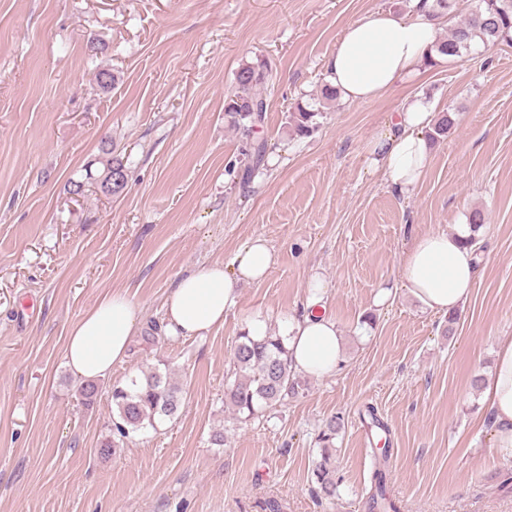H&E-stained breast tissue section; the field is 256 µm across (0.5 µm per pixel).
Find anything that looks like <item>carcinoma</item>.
Listing matches in <instances>:
<instances>
[{"mask_svg":"<svg viewBox=\"0 0 512 512\" xmlns=\"http://www.w3.org/2000/svg\"><path fill=\"white\" fill-rule=\"evenodd\" d=\"M464 18L456 22L448 36L439 39L426 54L425 65L436 67L444 60L462 57L479 44L485 46L506 44L512 46V0H432V17L442 19L459 15ZM267 69L263 64H246L235 74V90L224 106L225 116L234 126L250 131L264 120L268 109L264 89ZM319 109H309L297 104L290 114L291 124L297 136L304 137L317 127ZM456 124L455 113L443 111L438 114L428 138L437 143L448 137ZM265 153V144L251 142L243 150L247 159L241 182L246 184L260 166ZM101 172L93 174L87 166L86 179L104 183L116 169L127 170L123 158L108 149L99 158ZM232 374L234 381L228 391V404L236 417L250 420L262 411L280 405L287 398L299 395L304 380L289 368L285 337L268 330L261 339L250 336L248 330L240 332L234 349ZM181 388L172 377L169 365L157 363L112 388V436L100 446V454L108 456L119 447V441L148 428L157 429L158 424L179 417L183 410ZM343 428L340 417L328 420L318 434L322 444L320 457L316 460L312 474L317 485V494L324 498L336 495L339 478L336 476V457L333 440ZM385 461L376 463L370 499L373 507L390 512L394 504L389 500L386 485Z\"/></svg>","mask_w":512,"mask_h":512,"instance_id":"cac0c4a2","label":"carcinoma"}]
</instances>
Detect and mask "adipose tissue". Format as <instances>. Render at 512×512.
<instances>
[{
    "label": "adipose tissue",
    "mask_w": 512,
    "mask_h": 512,
    "mask_svg": "<svg viewBox=\"0 0 512 512\" xmlns=\"http://www.w3.org/2000/svg\"><path fill=\"white\" fill-rule=\"evenodd\" d=\"M413 2V16L377 10L344 30L325 66L327 83L344 101L377 99L399 79L420 74L435 25L425 0ZM435 118L422 100H406L391 118L390 133L369 146L373 164L399 194L414 191L425 173L430 156L426 133ZM470 232L464 226L453 234H428L406 251L401 282L424 308L446 314L470 298L478 262ZM275 262L267 240L257 236L237 253L232 268L214 262L180 278L164 303L167 335L201 336L223 325L237 304L240 285L262 282ZM323 292V284L313 282L305 313L288 323L292 369L318 378L335 373L343 361L340 332L322 311ZM140 317V307L119 292L86 311L66 338L65 359L73 375L83 380L110 375L124 358ZM482 393L492 413L494 447L512 457V341L500 346Z\"/></svg>",
    "instance_id": "1"
}]
</instances>
